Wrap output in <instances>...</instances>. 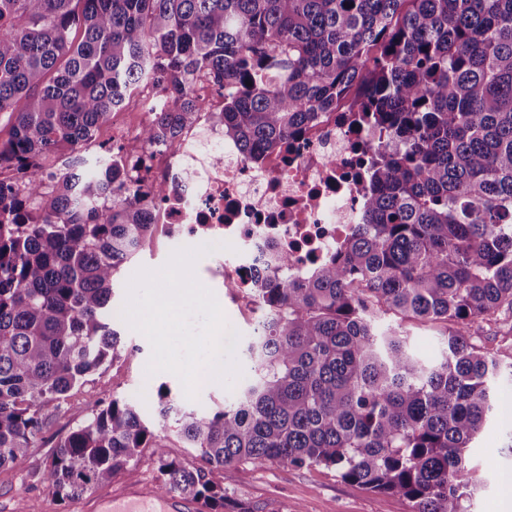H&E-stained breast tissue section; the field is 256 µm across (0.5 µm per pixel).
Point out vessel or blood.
<instances>
[{"label": "vessel or blood", "instance_id": "vessel-or-blood-1", "mask_svg": "<svg viewBox=\"0 0 512 512\" xmlns=\"http://www.w3.org/2000/svg\"><path fill=\"white\" fill-rule=\"evenodd\" d=\"M83 512H202L200 502L173 493L165 494L138 480L124 482L110 492L85 498Z\"/></svg>", "mask_w": 512, "mask_h": 512}]
</instances>
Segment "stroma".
<instances>
[{
  "label": "stroma",
  "mask_w": 512,
  "mask_h": 512,
  "mask_svg": "<svg viewBox=\"0 0 512 512\" xmlns=\"http://www.w3.org/2000/svg\"><path fill=\"white\" fill-rule=\"evenodd\" d=\"M223 258L220 250L203 256L196 264L195 274L214 292L229 325L245 339L251 336L253 328L238 321L236 301L214 272ZM121 338L124 348L135 349V356L107 363L83 385L43 405V439L11 466L0 469V512H15L20 502L28 512H77L75 501H59L37 481L35 474L43 469L54 443L88 418L93 400L133 397L151 403L157 401L160 387L165 386L186 410H217L232 402V391L206 378L200 381L197 399L190 400L175 375L161 372L146 376L151 356L148 339L127 326L122 327ZM508 442L511 441L505 430L494 423L474 442L470 460L480 484L469 501V512H495L503 487L512 484V452L507 449ZM212 479L223 485L229 496L245 501L252 512H409L403 498L371 495L323 467L245 465L229 474L213 473Z\"/></svg>",
  "instance_id": "obj_1"
}]
</instances>
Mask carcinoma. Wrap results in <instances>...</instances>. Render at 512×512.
<instances>
[{
	"instance_id": "obj_1",
	"label": "carcinoma",
	"mask_w": 512,
	"mask_h": 512,
	"mask_svg": "<svg viewBox=\"0 0 512 512\" xmlns=\"http://www.w3.org/2000/svg\"><path fill=\"white\" fill-rule=\"evenodd\" d=\"M224 97L214 120L257 160L349 103L378 145L363 223L302 281L256 289L264 314L250 376L217 411L161 389L94 402L55 443L40 480L61 500L133 475L146 448L158 488L210 512H252L211 480L243 465L322 466L411 512H467L468 450L494 416L512 342V0H0V468L36 444L43 403L121 355L116 275L151 232V194L119 165L85 171L112 113L152 82L143 140L175 149L197 123L195 84ZM68 155L70 170L44 175ZM401 320L446 327L426 365ZM189 465L165 451L168 421Z\"/></svg>"
}]
</instances>
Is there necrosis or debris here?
Masks as SVG:
<instances>
[{
	"label": "necrosis or debris",
	"instance_id": "1",
	"mask_svg": "<svg viewBox=\"0 0 512 512\" xmlns=\"http://www.w3.org/2000/svg\"><path fill=\"white\" fill-rule=\"evenodd\" d=\"M204 108L197 127L184 130L178 148H150L142 130L153 119L152 105L165 103L160 87L140 89L138 111H117L99 131L123 148L129 183H163L150 219L165 239L196 247L230 243L217 272L234 285L241 317L258 309L254 293L268 276V254L287 255L279 279H301L338 253L361 222L369 192L363 155L376 147L366 129L353 127L345 107L318 113L297 137L251 163L240 146L213 120L224 100L207 79L195 87Z\"/></svg>",
	"mask_w": 512,
	"mask_h": 512
}]
</instances>
